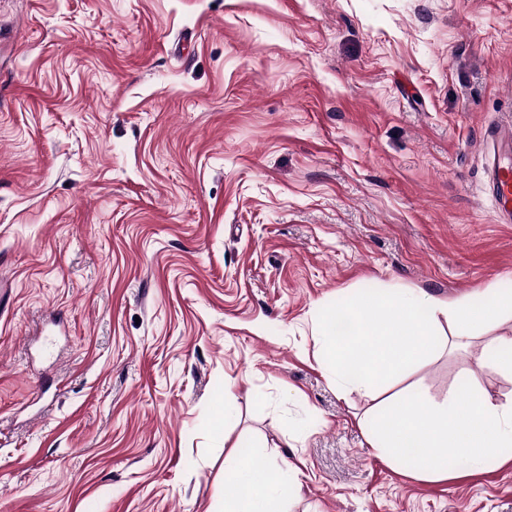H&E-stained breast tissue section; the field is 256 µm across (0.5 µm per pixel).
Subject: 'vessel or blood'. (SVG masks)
Returning <instances> with one entry per match:
<instances>
[{
  "instance_id": "vessel-or-blood-1",
  "label": "vessel or blood",
  "mask_w": 512,
  "mask_h": 512,
  "mask_svg": "<svg viewBox=\"0 0 512 512\" xmlns=\"http://www.w3.org/2000/svg\"><path fill=\"white\" fill-rule=\"evenodd\" d=\"M487 178L484 194L499 223H512V128L494 126L486 132Z\"/></svg>"
}]
</instances>
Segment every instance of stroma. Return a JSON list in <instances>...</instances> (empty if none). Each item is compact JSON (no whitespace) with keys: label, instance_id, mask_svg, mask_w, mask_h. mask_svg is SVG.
<instances>
[{"label":"stroma","instance_id":"obj_1","mask_svg":"<svg viewBox=\"0 0 512 512\" xmlns=\"http://www.w3.org/2000/svg\"><path fill=\"white\" fill-rule=\"evenodd\" d=\"M0 512H224V454L289 512H512V462L413 476L366 416L485 344L343 393L319 311L512 288L483 193L512 0H0Z\"/></svg>","mask_w":512,"mask_h":512}]
</instances>
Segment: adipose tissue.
Masks as SVG:
<instances>
[{
    "mask_svg": "<svg viewBox=\"0 0 512 512\" xmlns=\"http://www.w3.org/2000/svg\"><path fill=\"white\" fill-rule=\"evenodd\" d=\"M224 483L234 489L224 499V512H279L293 489L289 474L259 467L234 449L224 456Z\"/></svg>",
    "mask_w": 512,
    "mask_h": 512,
    "instance_id": "adipose-tissue-1",
    "label": "adipose tissue"
}]
</instances>
